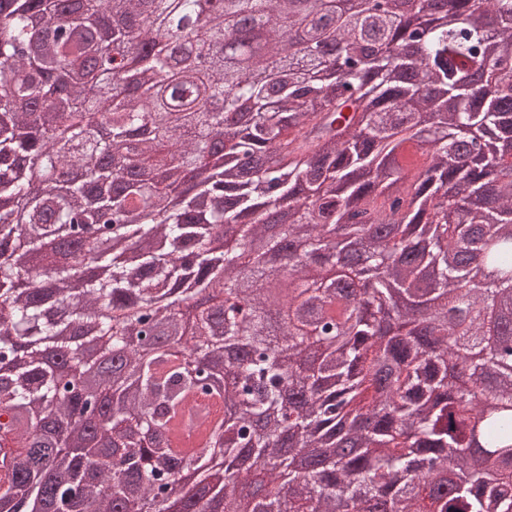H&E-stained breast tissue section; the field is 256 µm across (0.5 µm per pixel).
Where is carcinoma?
I'll return each mask as SVG.
<instances>
[{
    "label": "carcinoma",
    "instance_id": "obj_1",
    "mask_svg": "<svg viewBox=\"0 0 512 512\" xmlns=\"http://www.w3.org/2000/svg\"><path fill=\"white\" fill-rule=\"evenodd\" d=\"M68 2L0 9V432L37 439L0 454V512H206L212 498L241 512L253 484L251 512H512V474L493 475L512 457V374L495 346L512 301V3L447 0L437 15L417 0L405 20L395 0H368L359 25L322 26L328 0L303 16L295 0H209L208 21L163 35L158 17L195 18L197 0ZM115 7L137 25L103 37ZM226 8L266 29L260 77L170 71L188 42L242 40ZM273 15L311 24L327 53L284 44ZM120 49L138 51V92L89 95ZM226 135L224 169L183 196L209 168L207 137ZM39 162L80 174L36 194ZM99 214L90 252L110 273L58 314L37 284L67 296L76 221ZM492 240L504 275L479 280L462 256ZM285 248L297 296H252L248 322L220 321L248 269L266 275L262 258ZM76 332L130 354L100 377L98 436ZM481 403L502 410L475 430ZM309 448L321 452L306 464ZM245 455L247 477L214 481ZM186 470L197 480L178 494Z\"/></svg>",
    "mask_w": 512,
    "mask_h": 512
}]
</instances>
